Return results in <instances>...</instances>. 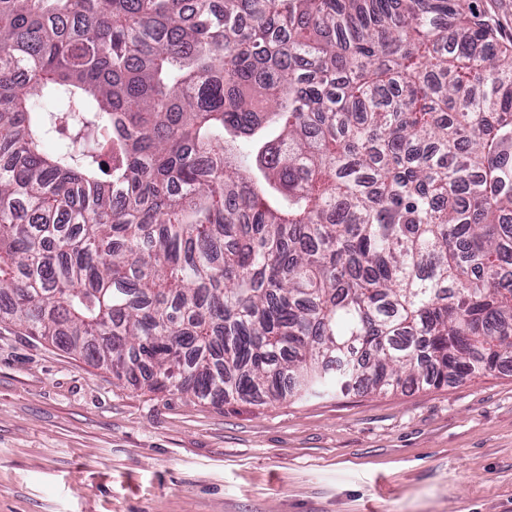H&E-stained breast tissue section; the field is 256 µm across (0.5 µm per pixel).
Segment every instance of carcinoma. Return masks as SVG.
<instances>
[{
    "mask_svg": "<svg viewBox=\"0 0 512 512\" xmlns=\"http://www.w3.org/2000/svg\"><path fill=\"white\" fill-rule=\"evenodd\" d=\"M475 16L473 0H0L7 318L220 404L496 371L512 50Z\"/></svg>",
    "mask_w": 512,
    "mask_h": 512,
    "instance_id": "cac0c4a2",
    "label": "carcinoma"
}]
</instances>
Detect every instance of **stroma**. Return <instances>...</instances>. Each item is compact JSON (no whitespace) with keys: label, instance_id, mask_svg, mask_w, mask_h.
Here are the masks:
<instances>
[{"label":"stroma","instance_id":"obj_1","mask_svg":"<svg viewBox=\"0 0 512 512\" xmlns=\"http://www.w3.org/2000/svg\"><path fill=\"white\" fill-rule=\"evenodd\" d=\"M0 512H512V371L217 406L0 323Z\"/></svg>","mask_w":512,"mask_h":512}]
</instances>
